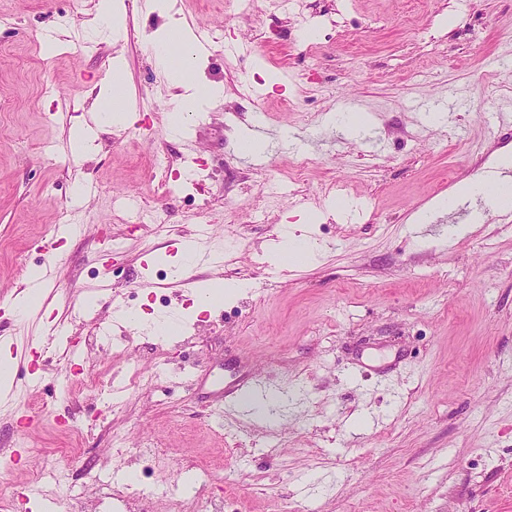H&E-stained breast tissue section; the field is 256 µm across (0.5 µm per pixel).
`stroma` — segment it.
Returning <instances> with one entry per match:
<instances>
[{"label":"stroma","mask_w":512,"mask_h":512,"mask_svg":"<svg viewBox=\"0 0 512 512\" xmlns=\"http://www.w3.org/2000/svg\"><path fill=\"white\" fill-rule=\"evenodd\" d=\"M94 3L0 0V449L29 441L0 464L9 512H35L26 489L47 458L94 461L122 487L142 469H207L194 512L212 498L224 512H512V219L486 212L453 241L411 224L512 154V126L493 119L512 113V0H114L117 39ZM174 22L223 29L195 75L224 96L176 135L148 47ZM117 58L133 117L120 129L88 94ZM78 122L95 127L81 154ZM257 125L270 134L254 166L238 145ZM190 155L211 179L157 189L155 159L180 171ZM120 195L162 230L129 223ZM66 209L84 233L70 236ZM209 223L231 268L182 261ZM286 224L312 259L276 260ZM50 244L65 260L17 315ZM146 253L180 278L143 273ZM217 279L241 289L198 311ZM165 318L183 344L157 338ZM256 373L271 386L251 406L214 398ZM26 412L35 423L17 428Z\"/></svg>","instance_id":"stroma-1"}]
</instances>
